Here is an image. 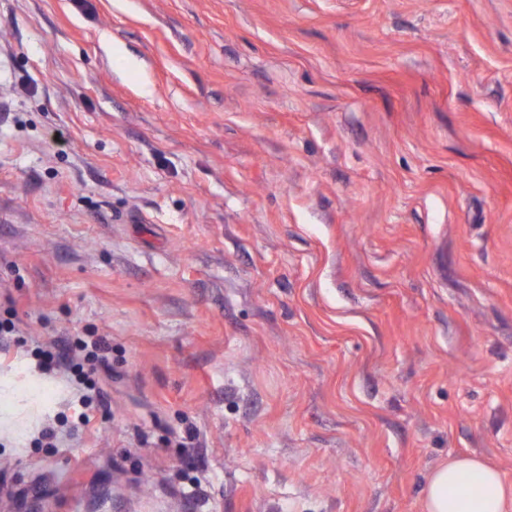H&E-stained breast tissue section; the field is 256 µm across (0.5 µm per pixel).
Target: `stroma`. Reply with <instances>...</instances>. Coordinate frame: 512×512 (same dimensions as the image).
I'll use <instances>...</instances> for the list:
<instances>
[{
	"instance_id": "35a3bbf8",
	"label": "stroma",
	"mask_w": 512,
	"mask_h": 512,
	"mask_svg": "<svg viewBox=\"0 0 512 512\" xmlns=\"http://www.w3.org/2000/svg\"><path fill=\"white\" fill-rule=\"evenodd\" d=\"M1 319L0 512L512 483V0H0ZM110 345L101 336H71L52 341L39 348L38 362L35 368L43 375L53 376L62 370L68 371L72 378L79 402L84 406L96 403L102 404V394L97 383L90 378V374L99 369L108 368L106 354ZM80 360L75 363V359ZM85 367L87 371H85Z\"/></svg>"
}]
</instances>
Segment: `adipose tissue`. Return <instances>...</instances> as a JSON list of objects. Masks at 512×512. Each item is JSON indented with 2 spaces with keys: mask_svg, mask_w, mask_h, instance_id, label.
I'll list each match as a JSON object with an SVG mask.
<instances>
[{
  "mask_svg": "<svg viewBox=\"0 0 512 512\" xmlns=\"http://www.w3.org/2000/svg\"><path fill=\"white\" fill-rule=\"evenodd\" d=\"M426 512H512V487L475 456L438 467L425 489Z\"/></svg>",
  "mask_w": 512,
  "mask_h": 512,
  "instance_id": "1",
  "label": "adipose tissue"
}]
</instances>
